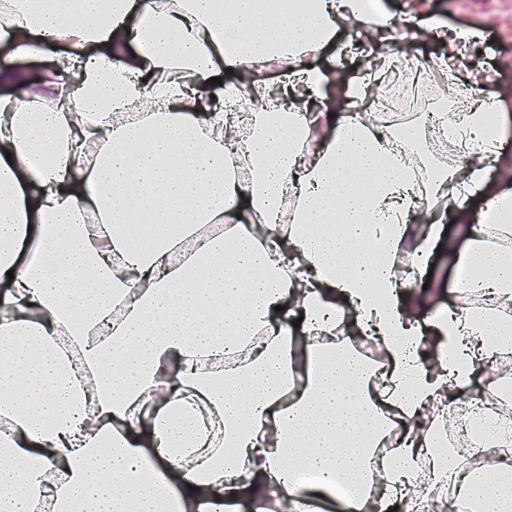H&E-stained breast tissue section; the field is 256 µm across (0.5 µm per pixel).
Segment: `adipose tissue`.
<instances>
[{
  "label": "adipose tissue",
  "mask_w": 512,
  "mask_h": 512,
  "mask_svg": "<svg viewBox=\"0 0 512 512\" xmlns=\"http://www.w3.org/2000/svg\"><path fill=\"white\" fill-rule=\"evenodd\" d=\"M0 22L15 63L0 73V512H238L242 499L310 512L333 501L417 512L411 479L458 475L493 512H512V418L494 416L493 478L441 451L449 405L512 307V191L491 186L500 129L479 107L485 78L449 76L435 141L471 148L421 185L427 136L368 124L360 109L395 75L389 45L433 38L467 57L476 29L410 15L396 25L363 0H8ZM229 18L221 26L219 18ZM352 33L337 43L341 30ZM336 47L320 67L310 58ZM364 62L357 76L341 58ZM276 62L277 85L256 79ZM49 65L48 94L23 78ZM233 81H225L226 73ZM222 85H215V78ZM252 81L243 125L225 104ZM161 127L151 144L139 130ZM318 133L297 159L301 124ZM42 157L39 165L31 157ZM251 167L237 178L236 163ZM482 193L495 227L468 201ZM427 221L423 237L412 227ZM467 236L454 272L478 266L473 305L421 318L408 269L425 265L446 225ZM220 233L202 236L205 226ZM192 250L184 245L190 239ZM372 244L375 253L360 249ZM378 337L385 363L355 353ZM390 410L400 439L375 462ZM314 473L298 483L296 470Z\"/></svg>",
  "instance_id": "adipose-tissue-1"
}]
</instances>
